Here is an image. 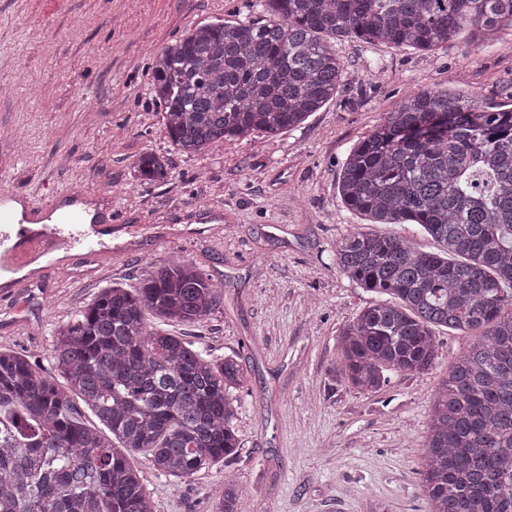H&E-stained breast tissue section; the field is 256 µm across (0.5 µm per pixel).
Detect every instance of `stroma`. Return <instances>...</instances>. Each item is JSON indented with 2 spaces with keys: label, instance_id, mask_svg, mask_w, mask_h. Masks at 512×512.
<instances>
[{
  "label": "stroma",
  "instance_id": "stroma-1",
  "mask_svg": "<svg viewBox=\"0 0 512 512\" xmlns=\"http://www.w3.org/2000/svg\"><path fill=\"white\" fill-rule=\"evenodd\" d=\"M247 0H0V187L51 199L79 186L111 195L122 221L111 256L50 261L34 287L0 304V347L54 373L56 331L106 288L138 287L149 262L178 255L222 294L213 313L169 334L236 355L239 457L184 482L130 460L154 512H214L226 481L250 512H426L420 463L432 396L456 355L481 336L435 331L425 375L391 374L373 394L336 384L338 335L376 296L343 275L336 244L354 228L438 244L415 224H367L346 209L338 179L357 141L401 96L436 87L512 101V36L432 51L337 44L347 67L335 98L276 137L176 150L149 90L147 63L184 31L248 17ZM152 151L168 176L140 180Z\"/></svg>",
  "mask_w": 512,
  "mask_h": 512
}]
</instances>
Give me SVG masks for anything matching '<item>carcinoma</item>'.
Segmentation results:
<instances>
[{
    "instance_id": "1",
    "label": "carcinoma",
    "mask_w": 512,
    "mask_h": 512,
    "mask_svg": "<svg viewBox=\"0 0 512 512\" xmlns=\"http://www.w3.org/2000/svg\"><path fill=\"white\" fill-rule=\"evenodd\" d=\"M252 8L267 18L201 23L148 66L166 137L183 153L300 125L344 80L336 42L428 51L512 32V0ZM136 168L166 177L152 152ZM338 193L370 223L417 224L443 248L358 228L337 243L339 270L389 296L343 328L339 380L376 392L392 372L433 368V328L483 330L433 395L421 489L428 512H512V105L446 88L406 93L351 149ZM220 294L186 260L151 262L138 288L103 290L57 330L62 385L30 356L0 349V512H154L129 453H148L155 471L179 480L237 458L241 365L148 320L193 324ZM244 501L227 482L217 512H247Z\"/></svg>"
}]
</instances>
